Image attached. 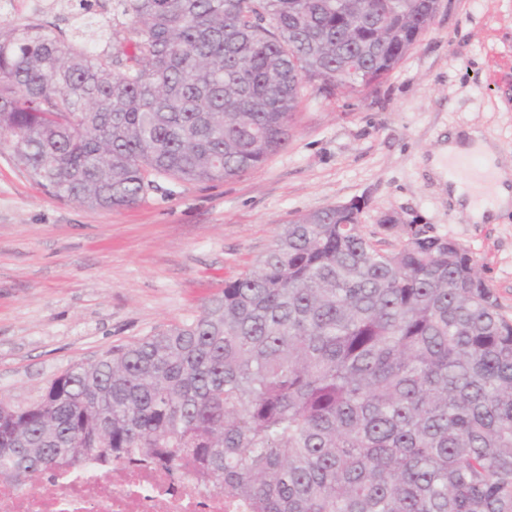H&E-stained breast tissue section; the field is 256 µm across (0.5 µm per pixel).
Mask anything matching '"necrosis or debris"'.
<instances>
[{
	"label": "necrosis or debris",
	"instance_id": "obj_1",
	"mask_svg": "<svg viewBox=\"0 0 512 512\" xmlns=\"http://www.w3.org/2000/svg\"><path fill=\"white\" fill-rule=\"evenodd\" d=\"M0 512H250L247 503L205 491L182 471L141 463L113 467L105 477L90 469L51 476L28 492L0 482Z\"/></svg>",
	"mask_w": 512,
	"mask_h": 512
}]
</instances>
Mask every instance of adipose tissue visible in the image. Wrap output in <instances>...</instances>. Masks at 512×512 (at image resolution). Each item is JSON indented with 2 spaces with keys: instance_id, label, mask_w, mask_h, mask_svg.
<instances>
[{
  "instance_id": "ef3b65f1",
  "label": "adipose tissue",
  "mask_w": 512,
  "mask_h": 512,
  "mask_svg": "<svg viewBox=\"0 0 512 512\" xmlns=\"http://www.w3.org/2000/svg\"><path fill=\"white\" fill-rule=\"evenodd\" d=\"M472 155L481 156L485 170L491 174L494 198L491 206L477 203L459 179L451 175L457 162ZM428 168L437 182L447 185L455 207L465 212L472 223H493L500 215L512 211V162L503 159L497 144L479 131L468 130L450 136L434 152Z\"/></svg>"
}]
</instances>
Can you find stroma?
Segmentation results:
<instances>
[{"label": "stroma", "instance_id": "stroma-1", "mask_svg": "<svg viewBox=\"0 0 512 512\" xmlns=\"http://www.w3.org/2000/svg\"><path fill=\"white\" fill-rule=\"evenodd\" d=\"M466 129L512 155V0H438L384 82L331 97L305 85L287 146L224 183L162 179L136 205L93 209L0 149V394L25 400L73 363L194 320L289 219L356 199L383 249L401 241L387 216L468 249L512 319V212L471 223L427 169Z\"/></svg>", "mask_w": 512, "mask_h": 512}]
</instances>
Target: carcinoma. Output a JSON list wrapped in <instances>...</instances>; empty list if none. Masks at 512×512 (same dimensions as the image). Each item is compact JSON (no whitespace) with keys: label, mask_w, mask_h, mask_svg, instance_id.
I'll return each instance as SVG.
<instances>
[{"label":"carcinoma","mask_w":512,"mask_h":512,"mask_svg":"<svg viewBox=\"0 0 512 512\" xmlns=\"http://www.w3.org/2000/svg\"><path fill=\"white\" fill-rule=\"evenodd\" d=\"M0 20V148L52 195L117 210L214 183L291 137L303 83H382L438 0H68ZM334 205L289 221L189 323L37 395H0V481L185 469L251 512H512V320L469 251Z\"/></svg>","instance_id":"1"}]
</instances>
